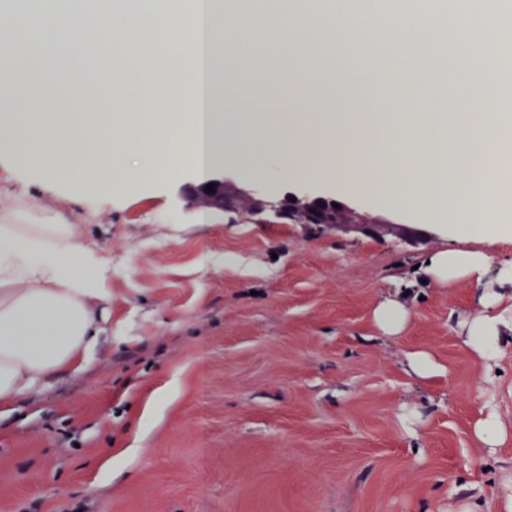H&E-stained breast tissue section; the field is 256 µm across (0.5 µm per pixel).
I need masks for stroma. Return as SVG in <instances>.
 Returning <instances> with one entry per match:
<instances>
[{
  "label": "stroma",
  "instance_id": "obj_1",
  "mask_svg": "<svg viewBox=\"0 0 512 512\" xmlns=\"http://www.w3.org/2000/svg\"><path fill=\"white\" fill-rule=\"evenodd\" d=\"M281 73H251L244 109L288 111ZM192 179L181 166L133 195L47 191L0 155L15 196L0 224L79 225L111 270L87 362L0 410V512H460L471 483L483 512H500L512 347L490 375L463 344L461 322L481 313L471 284L416 288L399 335L373 319L452 246L448 227L412 246L400 216L351 197L390 230L204 218L180 193ZM415 350L443 375L409 374ZM490 403L509 439L487 458L473 429Z\"/></svg>",
  "mask_w": 512,
  "mask_h": 512
}]
</instances>
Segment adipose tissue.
Segmentation results:
<instances>
[{
    "label": "adipose tissue",
    "mask_w": 512,
    "mask_h": 512,
    "mask_svg": "<svg viewBox=\"0 0 512 512\" xmlns=\"http://www.w3.org/2000/svg\"><path fill=\"white\" fill-rule=\"evenodd\" d=\"M220 2L223 45L237 68L287 62L290 111L237 109L240 88L230 79L201 94L192 56L202 0H150L143 8L128 0H0V12L12 17L0 27V150L17 168L36 171L48 190L66 174L86 191L133 193L194 156L198 133L182 115L200 98L209 139L207 161L192 166L197 181L229 162L249 177L276 183L288 174L430 223L492 211L483 184L500 167L503 141L493 96L501 78L489 47L512 40L511 15L486 17L468 0ZM93 22L109 35L79 57L85 71L107 79L88 109L56 81V54ZM435 28L468 66L447 111L420 113L411 103L431 94L436 71L396 70L392 61L423 51ZM339 55L367 59L358 78L375 77L382 90H365V112L339 100L303 111L315 79L334 77ZM19 83L40 112L16 111L11 88ZM134 96L137 111L127 106ZM228 127L261 128L263 143L246 150L225 142ZM452 169L463 173L453 183ZM511 234L500 224L466 225L457 246L433 253L422 268L429 280L475 283L482 314L463 322L462 337L487 363L512 345V261L493 263L485 244ZM108 279L79 225L0 224V407L85 363L103 332L96 308L109 296Z\"/></svg>",
    "instance_id": "adipose-tissue-1"
}]
</instances>
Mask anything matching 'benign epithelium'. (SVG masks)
Instances as JSON below:
<instances>
[{
  "label": "benign epithelium",
  "mask_w": 512,
  "mask_h": 512,
  "mask_svg": "<svg viewBox=\"0 0 512 512\" xmlns=\"http://www.w3.org/2000/svg\"><path fill=\"white\" fill-rule=\"evenodd\" d=\"M208 183L214 184L215 191H205L202 183H186L182 187L186 206L210 211H233L247 215L256 224H268L267 216H272L278 224H306L318 229L336 230L340 233H357L366 237H376L385 223L365 222L345 206H332L334 200L314 195L292 198L286 196L272 203L258 195L239 188L224 176L215 174Z\"/></svg>",
  "instance_id": "1"
}]
</instances>
